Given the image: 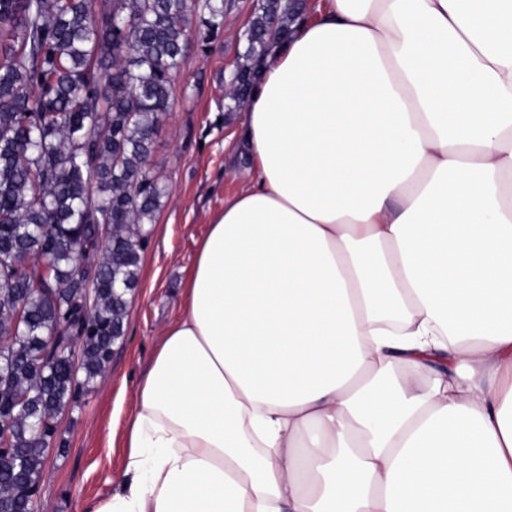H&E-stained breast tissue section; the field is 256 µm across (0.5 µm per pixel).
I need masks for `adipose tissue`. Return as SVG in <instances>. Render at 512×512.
I'll return each instance as SVG.
<instances>
[{"label": "adipose tissue", "instance_id": "obj_1", "mask_svg": "<svg viewBox=\"0 0 512 512\" xmlns=\"http://www.w3.org/2000/svg\"><path fill=\"white\" fill-rule=\"evenodd\" d=\"M292 28L81 512H512V0Z\"/></svg>", "mask_w": 512, "mask_h": 512}]
</instances>
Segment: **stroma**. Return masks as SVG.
Here are the masks:
<instances>
[{
    "instance_id": "obj_1",
    "label": "stroma",
    "mask_w": 512,
    "mask_h": 512,
    "mask_svg": "<svg viewBox=\"0 0 512 512\" xmlns=\"http://www.w3.org/2000/svg\"><path fill=\"white\" fill-rule=\"evenodd\" d=\"M255 5L256 0H224V22L207 38L201 21L192 22L191 41L150 161L170 194L156 213L142 253L124 344L62 415L58 439L46 452L38 512H79L82 504L106 493L124 467L126 451L113 443L112 435L122 430L134 386L148 369L163 329L180 314L182 283L209 215L223 208L225 195L239 186L250 165L245 155L229 148L243 113L227 111L225 93Z\"/></svg>"
}]
</instances>
